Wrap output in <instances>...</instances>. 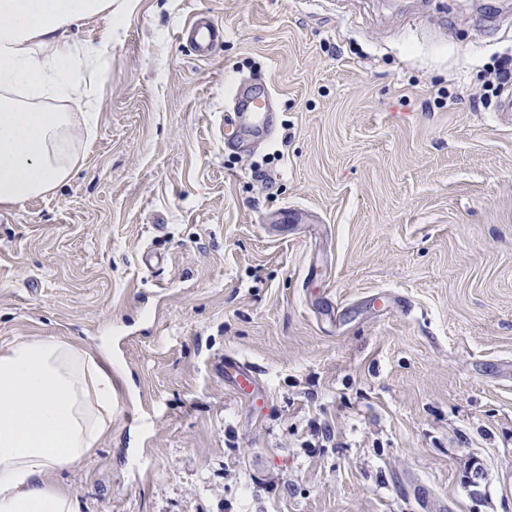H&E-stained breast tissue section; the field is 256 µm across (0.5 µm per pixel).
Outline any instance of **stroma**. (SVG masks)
<instances>
[{
    "label": "stroma",
    "mask_w": 512,
    "mask_h": 512,
    "mask_svg": "<svg viewBox=\"0 0 512 512\" xmlns=\"http://www.w3.org/2000/svg\"><path fill=\"white\" fill-rule=\"evenodd\" d=\"M75 37L112 40L99 124L0 208V343L113 339L80 512H512V0H128ZM245 81L275 134L235 149ZM220 35L218 25L203 18H195L178 28L177 37L187 41L200 58H207ZM225 377L230 379L236 388L243 390L248 389L255 382L253 371L240 362L224 365Z\"/></svg>",
    "instance_id": "1"
}]
</instances>
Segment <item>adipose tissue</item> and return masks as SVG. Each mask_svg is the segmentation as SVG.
I'll return each instance as SVG.
<instances>
[{"label":"adipose tissue","mask_w":512,"mask_h":512,"mask_svg":"<svg viewBox=\"0 0 512 512\" xmlns=\"http://www.w3.org/2000/svg\"><path fill=\"white\" fill-rule=\"evenodd\" d=\"M116 0H0V206L55 192L86 153L108 41L75 29L111 21ZM124 374L111 340L95 351L57 336L0 343V512H79L53 472L112 433Z\"/></svg>","instance_id":"adipose-tissue-1"}]
</instances>
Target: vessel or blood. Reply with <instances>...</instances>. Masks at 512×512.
Masks as SVG:
<instances>
[{"label": "vessel or blood", "mask_w": 512, "mask_h": 512, "mask_svg": "<svg viewBox=\"0 0 512 512\" xmlns=\"http://www.w3.org/2000/svg\"><path fill=\"white\" fill-rule=\"evenodd\" d=\"M219 35L218 25L202 18L190 20L177 31L178 39L188 40L193 51L201 58L209 57ZM233 98L236 103L235 119L224 125L225 143L234 144L268 133L272 112L269 89L263 86H239L234 89Z\"/></svg>", "instance_id": "vessel-or-blood-1"}]
</instances>
